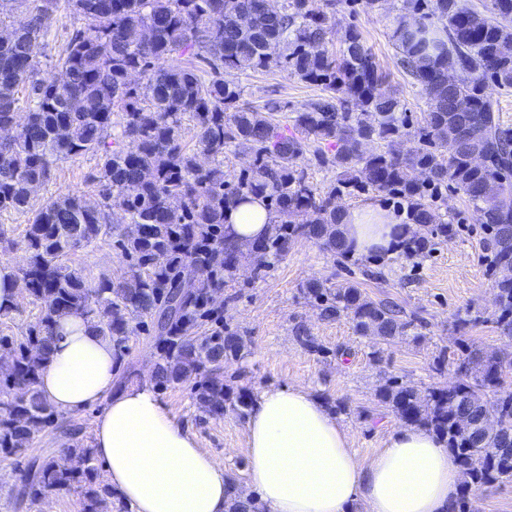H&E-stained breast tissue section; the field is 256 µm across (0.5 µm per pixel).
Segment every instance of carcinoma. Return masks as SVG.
<instances>
[{"mask_svg": "<svg viewBox=\"0 0 512 512\" xmlns=\"http://www.w3.org/2000/svg\"><path fill=\"white\" fill-rule=\"evenodd\" d=\"M13 2L14 36L0 39V127L14 124L21 111L26 122L0 140V214L27 218L19 242L27 263L15 277L26 281L40 313L22 338L0 335V459L25 456L50 429L67 438L69 458L32 457L16 503L32 507L73 490L82 512H103L111 497L98 481L91 446L64 428L37 389L65 316L87 320L119 359L128 336L157 337L156 382L168 386L198 375L197 402L211 416H224V361L241 356L245 339L224 326L212 297L234 280L243 257L225 239L226 210L250 197L265 199L274 214L270 232L248 247L260 271L298 238L348 254L336 195L350 190L388 195L421 229L413 255L426 254L433 239L453 231L436 207L442 189L453 188L491 236L490 322L512 338V127L487 94L491 84L512 89V0H482L478 8L461 0H402L390 39L399 68L428 104L415 128L357 27L346 30L340 54L328 50V10L336 0H283L277 11L267 0H66L85 23L56 55L55 67L67 77L61 85L41 78L39 68L59 0ZM173 54L189 55L190 65L166 66ZM273 65L325 91L294 113L295 135L274 123L280 105L261 112L241 103L242 87L231 79ZM133 73L140 82H131ZM402 136L412 143L405 151L395 147ZM376 138L386 146L366 153L363 145ZM448 141L454 152L446 155L441 147ZM324 145L332 147L329 158ZM310 147L338 169L325 192L297 163ZM239 148L253 155V164L231 184L224 156ZM90 152L98 155L94 190L33 204V188L48 185L58 162ZM476 155L483 165L473 164ZM114 198L125 212L123 226L111 222ZM100 244L120 250L126 278L92 283L62 262L75 249ZM187 265L196 276L173 308ZM303 292L322 318L346 316L360 336L386 343L421 338L414 319L354 282L312 281ZM293 332L307 349H321L305 325ZM455 367L454 386H432L422 395L391 376L376 396L403 423L445 443L462 477L450 512H474L472 490L512 481V389L504 386L512 357L463 342Z\"/></svg>", "mask_w": 512, "mask_h": 512, "instance_id": "obj_1", "label": "carcinoma"}]
</instances>
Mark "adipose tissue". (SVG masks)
<instances>
[{"label": "adipose tissue", "instance_id": "obj_1", "mask_svg": "<svg viewBox=\"0 0 512 512\" xmlns=\"http://www.w3.org/2000/svg\"><path fill=\"white\" fill-rule=\"evenodd\" d=\"M273 219L264 200L226 213L224 233L241 244L265 237ZM396 220L382 206L343 217L355 256L387 249ZM115 350L81 317L68 316L40 373L41 395L70 420L100 404L93 448L111 493L133 512H227L223 465L166 409L152 382L114 389ZM246 454L264 512H448L460 474L430 431L397 429L360 462L347 431L302 386L264 389L247 423Z\"/></svg>", "mask_w": 512, "mask_h": 512}]
</instances>
